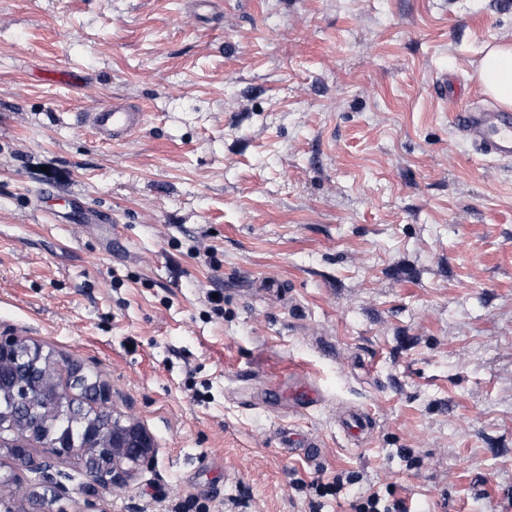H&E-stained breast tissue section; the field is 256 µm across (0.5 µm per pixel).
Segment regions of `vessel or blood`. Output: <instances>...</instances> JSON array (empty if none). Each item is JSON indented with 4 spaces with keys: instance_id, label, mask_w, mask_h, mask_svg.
<instances>
[{
    "instance_id": "obj_1",
    "label": "vessel or blood",
    "mask_w": 512,
    "mask_h": 512,
    "mask_svg": "<svg viewBox=\"0 0 512 512\" xmlns=\"http://www.w3.org/2000/svg\"><path fill=\"white\" fill-rule=\"evenodd\" d=\"M80 118L105 143H123L139 131L146 122L143 108L115 99L97 108L81 112ZM455 132L472 149L497 161L512 160V111L499 108L493 102L480 99L453 106L451 112ZM288 399L300 407L316 405L320 392L315 385L295 381L288 385ZM339 426L345 435L364 441L375 427L372 416L365 411L346 408L339 413ZM288 445L304 449L307 458L317 457L323 446L321 439L311 434L289 432Z\"/></svg>"
}]
</instances>
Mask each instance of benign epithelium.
Returning a JSON list of instances; mask_svg holds the SVG:
<instances>
[{
    "mask_svg": "<svg viewBox=\"0 0 512 512\" xmlns=\"http://www.w3.org/2000/svg\"><path fill=\"white\" fill-rule=\"evenodd\" d=\"M42 350L23 344L20 337L0 332V374L6 370H20L11 385L12 403L28 419L25 432L0 428V447L8 449L19 469H32L31 444L38 440L47 417L56 416L69 406L68 389L58 386L55 399L47 413L30 407L32 398L41 393L45 376L39 372ZM114 396L109 385L98 383L93 387L91 406L99 411L111 408ZM52 454L58 459L79 461L91 482L81 488L87 508L96 506L94 498L98 487L123 489L141 470L152 467L156 459V445L151 434L139 422L112 412V434L104 436L89 428V442L82 448L66 443L56 445Z\"/></svg>",
    "mask_w": 512,
    "mask_h": 512,
    "instance_id": "benign-epithelium-1",
    "label": "benign epithelium"
}]
</instances>
